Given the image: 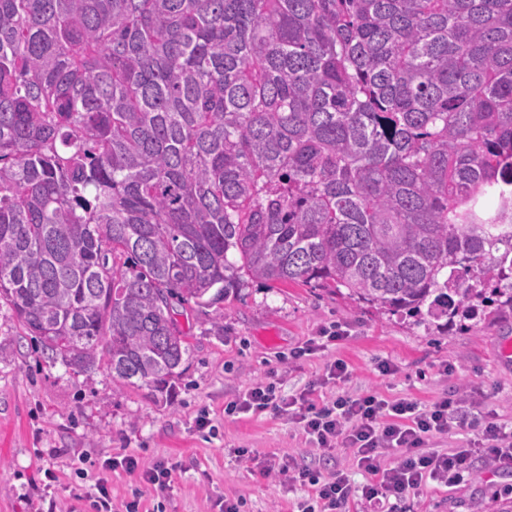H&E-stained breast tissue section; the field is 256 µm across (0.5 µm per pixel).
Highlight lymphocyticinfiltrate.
Wrapping results in <instances>:
<instances>
[{"instance_id": "lymphocytic-infiltrate-1", "label": "lymphocytic infiltrate", "mask_w": 512, "mask_h": 512, "mask_svg": "<svg viewBox=\"0 0 512 512\" xmlns=\"http://www.w3.org/2000/svg\"><path fill=\"white\" fill-rule=\"evenodd\" d=\"M460 398L450 394L431 405L411 399L387 401L377 394L357 397L339 395L330 402L317 403L311 391L297 396L279 394L274 384L252 388L244 398L227 404L229 414L273 411L291 415L321 450L338 446L355 449L357 465L369 479L360 494L365 501L402 500L429 479L460 481L473 470L469 452L436 453L427 442L451 428H467L460 414ZM399 451L393 466L382 467L380 454ZM263 474H285L290 481L311 486L312 497L301 512H348L353 494L345 476L322 479L319 472L303 466H288L270 459L259 463Z\"/></svg>"}]
</instances>
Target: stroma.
<instances>
[{
  "instance_id": "35a3bbf8",
  "label": "stroma",
  "mask_w": 512,
  "mask_h": 512,
  "mask_svg": "<svg viewBox=\"0 0 512 512\" xmlns=\"http://www.w3.org/2000/svg\"><path fill=\"white\" fill-rule=\"evenodd\" d=\"M179 324L189 353L172 391L161 394L114 382L104 369L66 368L24 333L0 299V512H88L72 489L93 488L101 478L114 505L138 493L144 512H221L228 502L240 512H295L307 487L284 475L262 476L239 456L242 448L326 476L340 472L362 486L350 449L316 450L291 416L225 415L226 404L260 382L286 396L313 383L318 400L374 392L427 405L455 392L479 425L512 427V358L500 352L501 340L512 337V314L484 312L442 333L318 287L253 281L225 300L222 329L197 309ZM336 327L346 332L337 345L293 359L297 347ZM336 358L351 376L325 382V364ZM382 360L394 365L393 374L379 373ZM204 413L210 424L201 429L196 420ZM479 425L429 444L439 452L471 450L473 473L460 483L427 482L399 502L398 512H512V469L483 458ZM120 454L136 456L139 471L102 469L103 460ZM158 463L171 470L161 492L139 475ZM48 468L55 482H47Z\"/></svg>"
}]
</instances>
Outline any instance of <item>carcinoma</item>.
<instances>
[{"label": "carcinoma", "instance_id": "carcinoma-1", "mask_svg": "<svg viewBox=\"0 0 512 512\" xmlns=\"http://www.w3.org/2000/svg\"><path fill=\"white\" fill-rule=\"evenodd\" d=\"M512 0H0V298L164 390L173 303L512 312Z\"/></svg>", "mask_w": 512, "mask_h": 512}]
</instances>
